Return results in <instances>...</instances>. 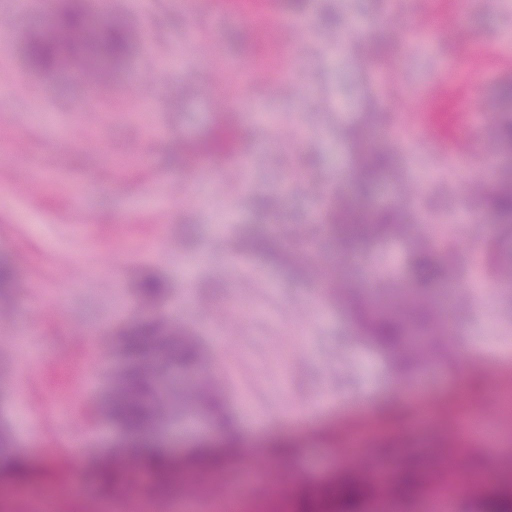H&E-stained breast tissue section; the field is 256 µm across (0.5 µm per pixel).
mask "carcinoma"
Returning a JSON list of instances; mask_svg holds the SVG:
<instances>
[{
	"label": "carcinoma",
	"instance_id": "carcinoma-1",
	"mask_svg": "<svg viewBox=\"0 0 512 512\" xmlns=\"http://www.w3.org/2000/svg\"><path fill=\"white\" fill-rule=\"evenodd\" d=\"M130 49V34L116 22L101 30L93 31L85 15L82 0H68L58 14L54 32L49 36L30 39L26 54L31 66L39 71L53 72L67 51L94 57L105 55L114 64L121 63ZM429 111L436 124L448 131V104L441 99ZM237 150L233 125L219 120L210 129L206 142L197 144L194 152L200 156L222 158ZM393 166L391 154L382 149H363L359 153L353 173L354 191L358 198L366 199L383 182ZM486 205L503 224H512V180L505 178L492 186L485 199ZM333 233L342 246L357 251L372 239H383L395 234L406 223L402 211L396 208H367L362 204H344L328 217ZM410 273L413 286L418 289L432 287L443 275V268L432 250L415 254ZM143 302L150 303L166 292L162 280L144 275L138 284ZM346 305L358 322L363 335L379 350L389 354L397 366L405 371L413 366L412 355L406 350L408 323L430 321L424 308H413L407 315H394L371 309L355 297L346 298ZM121 346L131 360V367L121 379V389L107 406V414L133 439L131 447L139 449L143 468L152 472L154 480L151 494L166 495L173 487L177 475L186 472L223 475V448H235L232 438L224 446L198 441L190 444L177 455L153 441V433L162 409L159 401L151 402L148 393L157 372L164 366L177 364L191 366L197 359V344L185 337H177L154 322H134L121 334ZM466 405L465 399L455 391H443L437 396L435 409L446 421ZM409 415V410L399 404L385 403L370 414L352 416L349 421L359 430L367 428L373 435L370 440L377 448H395L401 435L395 425ZM9 437L0 433V486L14 483H42L58 485L67 475L50 466L31 460L23 464L10 455ZM124 450L115 447L112 452L99 456L96 481L103 494L113 498L123 497L130 485V477L115 467L113 454ZM425 484L421 470L406 465L396 477L393 493L411 498L421 495ZM377 487L366 481L353 468L339 470L329 479L318 482L298 483L292 493V512H365L366 505L377 498ZM477 512H512V483L484 485L476 500Z\"/></svg>",
	"mask_w": 512,
	"mask_h": 512
}]
</instances>
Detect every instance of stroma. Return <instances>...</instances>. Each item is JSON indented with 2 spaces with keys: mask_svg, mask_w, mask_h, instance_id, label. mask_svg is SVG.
<instances>
[{
  "mask_svg": "<svg viewBox=\"0 0 512 512\" xmlns=\"http://www.w3.org/2000/svg\"><path fill=\"white\" fill-rule=\"evenodd\" d=\"M0 0V262L15 273L0 295V433L20 455L51 463L64 456L70 481L58 494L72 512L95 501L99 512H224L197 483L192 497L174 488L132 502L100 496L90 462L111 450L118 428L106 403L129 359L120 345L132 321L161 319L194 339L201 357L189 369L163 370L159 386L181 396L204 393L207 412L179 409L164 429L221 441L228 418L240 448L224 483L247 512H288L287 496L267 500L259 471L244 459L275 436L294 434L291 457L268 456L288 484L321 481L370 459L391 471L401 461L428 470L439 450L423 420L398 426L403 444L337 459L318 437L326 422L372 405L469 384L461 349L483 360L482 390L496 394L495 350H512V237L466 183L479 171L512 174V146L480 150L466 164L438 160L400 131L403 88L450 72L449 88L472 103L466 133L504 110L512 81V0H459L456 30L438 40L421 27L420 0H310L281 47L277 79L246 82L258 54L248 29L224 17L225 0H88L92 21L126 22L132 51L120 68L71 61L52 75L32 70L26 37L51 22L58 0ZM471 37L462 43L457 29ZM390 42L384 59L367 45ZM480 48L486 65H466ZM235 73L224 108L210 87L221 66ZM238 115L239 151L231 160H198L190 148L220 111ZM366 127L394 158L373 203L404 208L417 224L447 229L437 249L457 256L458 288L440 282L427 305L445 308L449 357L427 352L412 373L394 374L371 351L334 293L317 288L325 273L392 307L391 289L408 286L413 240L342 253L320 221L330 198L353 200L347 131ZM236 220L226 223L225 212ZM498 243L500 273L473 262L471 244ZM151 271L164 296L142 305L137 283ZM323 407L321 418L291 431L286 409ZM484 437L464 455L470 469L512 455V422L479 414Z\"/></svg>",
  "mask_w": 512,
  "mask_h": 512,
  "instance_id": "obj_1",
  "label": "stroma"
}]
</instances>
